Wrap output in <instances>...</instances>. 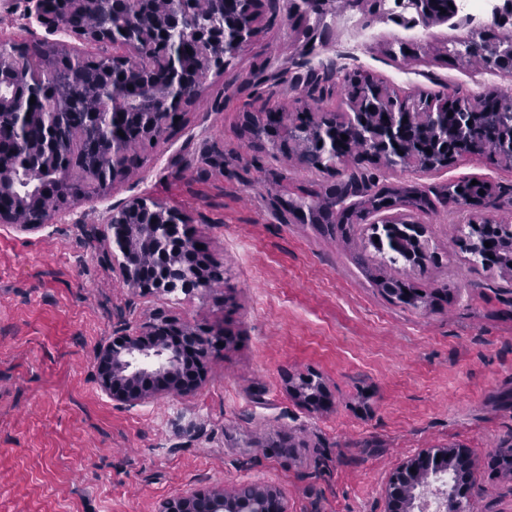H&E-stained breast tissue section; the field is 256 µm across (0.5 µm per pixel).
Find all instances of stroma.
I'll list each match as a JSON object with an SVG mask.
<instances>
[{
  "instance_id": "1",
  "label": "stroma",
  "mask_w": 512,
  "mask_h": 512,
  "mask_svg": "<svg viewBox=\"0 0 512 512\" xmlns=\"http://www.w3.org/2000/svg\"><path fill=\"white\" fill-rule=\"evenodd\" d=\"M499 5L460 0L426 29L402 0L357 9L268 0L253 38L127 180L75 199L42 230L0 226V512H156L193 490L254 482L276 487L287 512H384L391 472L446 446L478 461L470 512H512V476L488 467L496 449L512 448V271L484 270L455 247L453 207L442 201L458 183L485 182L482 216L512 224V163L468 155L428 170L349 157L309 174L246 130L250 114L270 108H344L342 74L307 92L308 71L331 60L436 103L512 95V78L454 52L479 33L512 38V25L495 21ZM25 10V0H0V41L102 54L48 34ZM371 176L432 201L406 208L437 255L415 281L427 292L448 287L447 301L413 307L381 293L374 279L394 267L365 225L346 240L284 223L271 205ZM134 196L190 215L224 271L219 287L141 294L113 276L96 216ZM158 311L222 331L223 350L196 390L134 406L112 400L95 378L100 348ZM307 376L331 394L329 410L312 412L290 393Z\"/></svg>"
}]
</instances>
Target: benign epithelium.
<instances>
[{
	"mask_svg": "<svg viewBox=\"0 0 512 512\" xmlns=\"http://www.w3.org/2000/svg\"><path fill=\"white\" fill-rule=\"evenodd\" d=\"M34 16L48 32H64L102 46H112V54L92 63L101 66L107 77L108 93L101 95L100 108L87 114L80 132L79 148L74 135L67 132L69 113L86 105L94 91L66 87L61 81L52 86L31 80L13 56V47L0 42V124L15 125L18 135L33 123H43L42 142L37 152L43 165L50 166L65 156L70 164L56 171L57 182L84 169L99 173L94 179L105 192L125 181L131 167L123 162L127 145L133 140L156 145L164 140L174 119L196 98L211 72H222L244 43L250 40L261 16L263 0H205L204 10L195 0H112V26L93 21L82 28L71 27L67 18L75 14L96 16L106 0H34ZM455 0H407L416 16L410 22L430 26L455 12ZM446 13H441V10ZM181 33L195 45L191 58L184 55V44L174 38ZM47 63L57 71L76 65L80 59L63 54L58 45H50ZM467 53L479 56L485 65L512 76V40H473ZM136 94H130V89ZM38 100L40 110L29 106ZM348 108L349 126L356 133L357 160L381 161L388 166L416 164L434 168L448 160L478 154L480 142L470 129L478 123L496 125L504 132L499 157L512 162V100L498 99L495 111L486 112L480 104H454L456 111L453 136L431 144L430 151L408 136L413 132L427 138L432 131L446 127L447 107L424 96L399 95L369 81L353 82ZM112 113L131 118L124 137L103 134L102 120ZM303 121H294L277 110L267 112L261 126L250 125L259 141H266L273 152L286 153L290 140L320 144V154L342 161L350 149L336 151V118L303 110ZM29 161L20 152L14 161L0 164V223L18 231L30 232L46 227L67 213L70 200L58 199L53 207L43 204L48 191L41 186L37 172L27 170ZM399 200L386 207L375 223L386 227L410 224L412 220L393 209L402 205L404 188L392 189ZM491 186L483 185V194L469 207V223H491L478 218V210L491 195ZM282 211L296 224H322L330 213L336 223V204L318 208L308 203L282 205ZM107 226L112 247L121 261L112 272L129 288L141 293L202 292L209 288V270L204 255L205 241L189 232L190 217L177 209L144 197H133L112 205L100 215ZM415 235V254L407 263L408 271L427 268L433 261L429 242ZM224 336L208 328L180 325L168 315L157 312L152 320L132 333L112 337L97 355L96 379L102 391L113 400L134 405L162 394H180L199 388L205 381L203 363L211 352L221 349ZM475 460L467 448L456 446L427 448L402 462L388 479L385 489L386 512H423L420 500L431 484L418 482L426 472L438 481L448 476L470 473ZM442 497L441 512H465L471 483L460 482L453 499L448 487H436ZM157 512H287L280 491L265 484H251L247 496L238 490H197L165 500Z\"/></svg>",
	"mask_w": 512,
	"mask_h": 512,
	"instance_id": "7a95c632",
	"label": "benign epithelium"
}]
</instances>
